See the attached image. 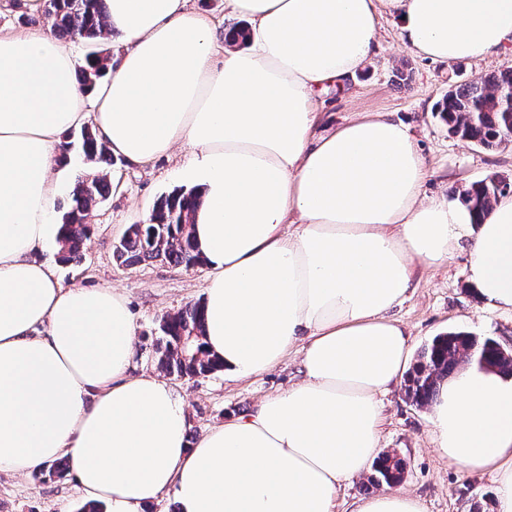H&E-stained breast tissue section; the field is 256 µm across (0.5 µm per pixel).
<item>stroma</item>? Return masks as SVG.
Masks as SVG:
<instances>
[{
    "instance_id": "obj_1",
    "label": "stroma",
    "mask_w": 512,
    "mask_h": 512,
    "mask_svg": "<svg viewBox=\"0 0 512 512\" xmlns=\"http://www.w3.org/2000/svg\"><path fill=\"white\" fill-rule=\"evenodd\" d=\"M408 70L409 81L397 73ZM512 70V51L479 62H432L398 41V21L381 20L380 47L368 65L349 78L343 89L323 93L322 129L345 122L357 112H384L407 124L427 160L426 196L455 198L463 186L497 174L512 179V144L495 151L451 137L435 111L449 85ZM188 151L177 149L152 162L133 165L115 160L111 177L114 191L94 211L80 262L63 263L57 246L40 257L54 264L67 287H110L122 291L138 327L134 371H155L150 344L161 319L203 300L208 270L165 261L146 260L132 266L116 263L113 253L126 229L141 223L161 196L190 191L182 172ZM467 250L456 251L444 265L416 275V289L395 311L411 335L413 350L435 336L465 331L503 339L512 336V313L479 303L465 279ZM298 352H291L270 370L246 378L218 372L207 377H170V384L187 404L188 436L197 440L207 429L253 409L263 398L285 390L298 379ZM385 421L381 444L406 462L402 488L421 498L426 512H469L472 501L494 492L490 474L468 473L448 463L432 437L430 407L413 405L403 386L382 395ZM86 498L72 474L63 478L0 476V512H78Z\"/></svg>"
}]
</instances>
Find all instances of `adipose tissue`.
<instances>
[{"label":"adipose tissue","mask_w":512,"mask_h":512,"mask_svg":"<svg viewBox=\"0 0 512 512\" xmlns=\"http://www.w3.org/2000/svg\"><path fill=\"white\" fill-rule=\"evenodd\" d=\"M106 2L123 51L90 92L50 33H0V474L67 459L112 512L166 492L178 512H336L339 489L384 453L379 396L410 354L393 311L417 271L467 244L476 300L512 312V196L481 218L424 198L404 123L359 112L317 134L318 93L367 64L385 14L435 62L512 50V0H224L220 38L191 0ZM88 123L132 164L190 150L204 342L225 372L300 354L297 383L193 444L184 397L132 372L123 293L63 286L36 256L62 234L60 137ZM431 423L449 463L492 472L495 512H512V376L461 366ZM351 512L425 509L388 487Z\"/></svg>","instance_id":"adipose-tissue-1"}]
</instances>
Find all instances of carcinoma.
Segmentation results:
<instances>
[{"mask_svg":"<svg viewBox=\"0 0 512 512\" xmlns=\"http://www.w3.org/2000/svg\"><path fill=\"white\" fill-rule=\"evenodd\" d=\"M51 34L62 41L81 38L90 44L85 63L78 72L81 85L88 91L105 77L112 67V54L100 48L99 40L106 30V0H48L43 11ZM512 89V70L491 74L480 81L457 85L448 90L436 106L448 126V134L485 149H496L512 143V114L505 111L502 94ZM63 158L71 146L95 163L97 174L77 183L71 194L68 211L63 215L64 234L59 240L60 261L70 262L87 238L86 219L112 192L109 167L112 153L90 125L79 133L65 135ZM494 175L472 183L460 192L461 200L479 216L492 208L503 192ZM199 202L194 192H175L162 196L153 206L154 223L130 225L114 252L116 260L134 265L148 259L189 266L203 259L196 251L191 235L192 215ZM204 318L202 303L185 306L164 317L152 341L153 361L157 368L180 378L206 377L224 366L210 357L203 343ZM498 341L469 333L439 335L418 353L404 380L409 400L419 406L429 405L436 398L440 385L454 374L468 353L484 358L489 366L509 375L506 366L495 361ZM398 455L387 453L373 465L370 481L389 485L403 472Z\"/></svg>","mask_w":512,"mask_h":512,"instance_id":"obj_1","label":"carcinoma"}]
</instances>
